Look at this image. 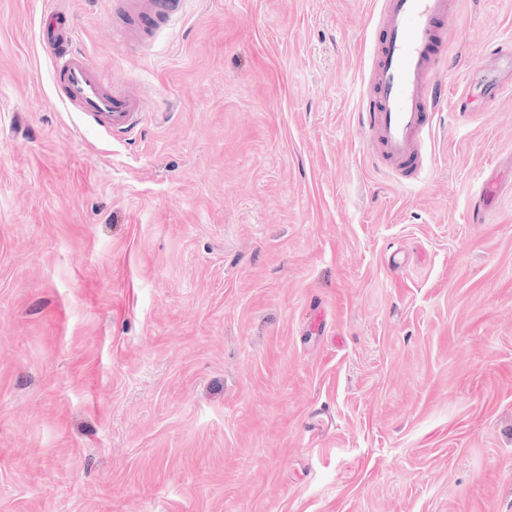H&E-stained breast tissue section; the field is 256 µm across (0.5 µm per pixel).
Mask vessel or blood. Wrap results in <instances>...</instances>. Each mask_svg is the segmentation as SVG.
Segmentation results:
<instances>
[{"mask_svg": "<svg viewBox=\"0 0 512 512\" xmlns=\"http://www.w3.org/2000/svg\"><path fill=\"white\" fill-rule=\"evenodd\" d=\"M128 9L151 22L174 10L175 0H123ZM454 0H383V42L373 48L367 88L372 96L360 125L401 178L426 167L422 143L430 136L432 108L438 99L432 82L442 24ZM43 43L53 49V84L67 111L93 119L106 132L129 133L139 124L141 101L113 89L109 76L93 67L68 44L62 29L42 24Z\"/></svg>", "mask_w": 512, "mask_h": 512, "instance_id": "b4317fda", "label": "vessel or blood"}]
</instances>
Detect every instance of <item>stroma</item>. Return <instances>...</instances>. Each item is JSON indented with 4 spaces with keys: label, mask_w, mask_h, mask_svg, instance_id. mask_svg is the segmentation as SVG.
Masks as SVG:
<instances>
[{
    "label": "stroma",
    "mask_w": 512,
    "mask_h": 512,
    "mask_svg": "<svg viewBox=\"0 0 512 512\" xmlns=\"http://www.w3.org/2000/svg\"><path fill=\"white\" fill-rule=\"evenodd\" d=\"M51 2L0 0V512H512V193L472 219L512 184V0H455L416 182L359 125L378 0L137 41L65 0L147 106L112 135L56 99Z\"/></svg>",
    "instance_id": "stroma-1"
}]
</instances>
